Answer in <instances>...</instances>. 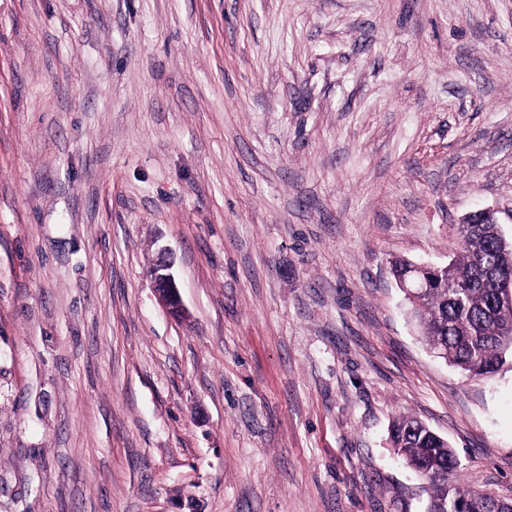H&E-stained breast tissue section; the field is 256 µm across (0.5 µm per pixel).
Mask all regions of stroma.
I'll list each match as a JSON object with an SVG mask.
<instances>
[{
    "instance_id": "obj_1",
    "label": "stroma",
    "mask_w": 512,
    "mask_h": 512,
    "mask_svg": "<svg viewBox=\"0 0 512 512\" xmlns=\"http://www.w3.org/2000/svg\"><path fill=\"white\" fill-rule=\"evenodd\" d=\"M484 208L512 0H0V512H424L400 417L512 497V358L391 274ZM170 269L169 262L160 257L152 264L149 273L161 305L170 317L180 320L185 316V309L179 287Z\"/></svg>"
}]
</instances>
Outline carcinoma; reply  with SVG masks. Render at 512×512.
I'll return each mask as SVG.
<instances>
[{"label":"carcinoma","mask_w":512,"mask_h":512,"mask_svg":"<svg viewBox=\"0 0 512 512\" xmlns=\"http://www.w3.org/2000/svg\"><path fill=\"white\" fill-rule=\"evenodd\" d=\"M461 252L439 269L436 284L411 300L421 331L453 364L479 376L494 374L512 353V311L501 304L500 283L512 280V250L502 248L494 224H472ZM395 451L432 486L428 509L494 512L488 493L466 489L448 441L421 421L402 417L391 427Z\"/></svg>","instance_id":"1"}]
</instances>
